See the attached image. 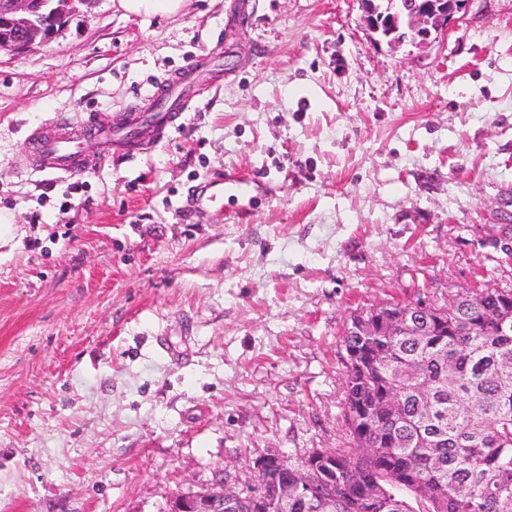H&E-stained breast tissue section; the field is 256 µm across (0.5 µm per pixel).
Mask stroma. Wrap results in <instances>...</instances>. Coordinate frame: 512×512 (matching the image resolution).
Wrapping results in <instances>:
<instances>
[{"label": "stroma", "instance_id": "stroma-1", "mask_svg": "<svg viewBox=\"0 0 512 512\" xmlns=\"http://www.w3.org/2000/svg\"><path fill=\"white\" fill-rule=\"evenodd\" d=\"M357 0H76L0 53V512H163L267 450L343 432L342 336L387 301L493 286L512 221V0L430 48L371 44ZM194 67L199 96L136 157L39 170L28 133L112 119ZM254 175L192 215L193 187ZM125 12L135 15H170L177 13L184 0H117Z\"/></svg>", "mask_w": 512, "mask_h": 512}]
</instances>
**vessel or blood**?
<instances>
[{"instance_id": "b4317fda", "label": "vessel or blood", "mask_w": 512, "mask_h": 512, "mask_svg": "<svg viewBox=\"0 0 512 512\" xmlns=\"http://www.w3.org/2000/svg\"><path fill=\"white\" fill-rule=\"evenodd\" d=\"M197 90L189 72L175 73L159 81L154 90L140 96L133 115L124 116L119 121L111 122L93 115L67 127L51 122L35 128L30 137L37 148V165L61 175L92 165L96 157L84 143V132L88 129L103 139L124 146L127 155L140 153L148 142L158 141L168 133L173 123L169 104L195 94ZM255 186V181L240 175H216L196 191L193 208L199 212L225 198L251 199Z\"/></svg>"}]
</instances>
